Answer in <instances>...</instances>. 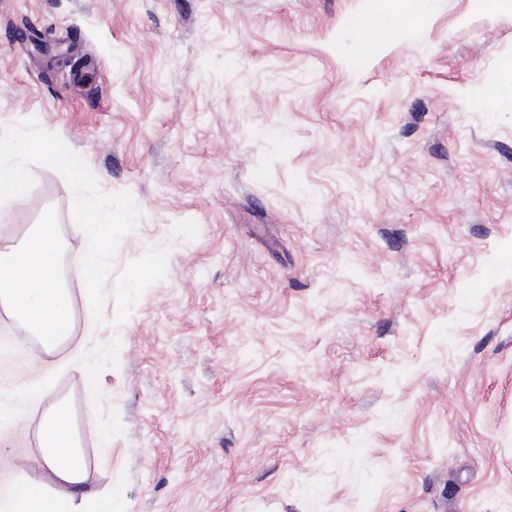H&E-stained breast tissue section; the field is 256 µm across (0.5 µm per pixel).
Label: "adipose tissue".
<instances>
[{
	"label": "adipose tissue",
	"mask_w": 512,
	"mask_h": 512,
	"mask_svg": "<svg viewBox=\"0 0 512 512\" xmlns=\"http://www.w3.org/2000/svg\"><path fill=\"white\" fill-rule=\"evenodd\" d=\"M42 154L51 163L77 170L62 143L28 129L0 137V202L19 200V178L29 157ZM60 241L55 224L32 225L18 244L0 250V306L23 325L27 335L47 348L73 335L72 298L59 266ZM47 385L25 382L0 397V429L33 406L45 405L33 462L45 478H24L0 493V512H120L118 498L90 491L89 467L78 430L64 402L47 400Z\"/></svg>",
	"instance_id": "obj_1"
}]
</instances>
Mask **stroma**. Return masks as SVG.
<instances>
[{"instance_id": "35a3bbf8", "label": "stroma", "mask_w": 512, "mask_h": 512, "mask_svg": "<svg viewBox=\"0 0 512 512\" xmlns=\"http://www.w3.org/2000/svg\"><path fill=\"white\" fill-rule=\"evenodd\" d=\"M366 13L0 0V135L80 169L31 158L0 249L48 219L76 268L75 197L112 214L97 294L67 283L83 350L0 311V392L51 375L126 512H512V110L479 96L512 12ZM40 420L0 430V486Z\"/></svg>"}]
</instances>
